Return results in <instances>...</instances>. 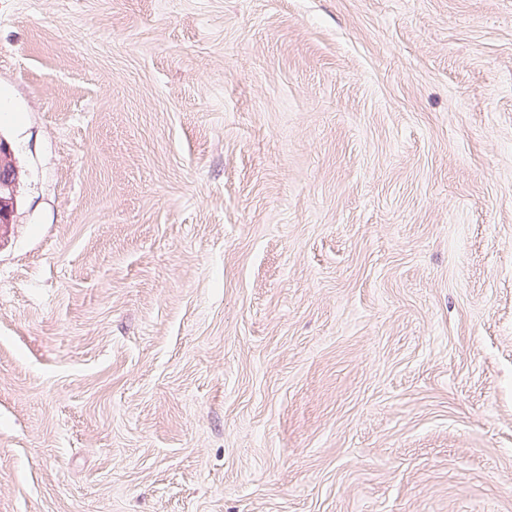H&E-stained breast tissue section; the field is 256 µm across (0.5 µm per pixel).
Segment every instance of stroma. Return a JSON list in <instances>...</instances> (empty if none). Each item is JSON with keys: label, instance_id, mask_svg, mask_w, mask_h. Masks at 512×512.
Here are the masks:
<instances>
[{"label": "stroma", "instance_id": "stroma-1", "mask_svg": "<svg viewBox=\"0 0 512 512\" xmlns=\"http://www.w3.org/2000/svg\"><path fill=\"white\" fill-rule=\"evenodd\" d=\"M0 512H512V0H0ZM14 158L10 143L0 136V227L15 224L18 208L19 169L7 164Z\"/></svg>", "mask_w": 512, "mask_h": 512}]
</instances>
